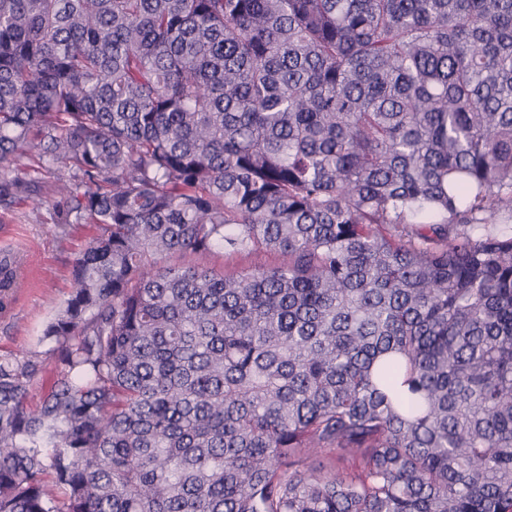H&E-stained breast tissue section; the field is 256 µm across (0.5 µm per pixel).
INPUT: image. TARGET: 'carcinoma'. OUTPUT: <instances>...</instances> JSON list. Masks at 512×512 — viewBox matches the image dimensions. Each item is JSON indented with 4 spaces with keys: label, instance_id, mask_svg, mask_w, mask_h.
Listing matches in <instances>:
<instances>
[{
    "label": "carcinoma",
    "instance_id": "obj_1",
    "mask_svg": "<svg viewBox=\"0 0 512 512\" xmlns=\"http://www.w3.org/2000/svg\"><path fill=\"white\" fill-rule=\"evenodd\" d=\"M54 168L0 512H512V0H0V213ZM211 264L224 266L226 271H240L242 269H254L268 266L277 261L276 257L267 253L258 252L249 255L226 253L216 254L207 259Z\"/></svg>",
    "mask_w": 512,
    "mask_h": 512
}]
</instances>
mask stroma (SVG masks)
Masks as SVG:
<instances>
[{"label":"stroma","mask_w":512,"mask_h":512,"mask_svg":"<svg viewBox=\"0 0 512 512\" xmlns=\"http://www.w3.org/2000/svg\"><path fill=\"white\" fill-rule=\"evenodd\" d=\"M60 168L46 178L37 205H22L0 220V250L20 262L22 285L0 301V355L45 352V325L57 314L72 288V266L95 229L73 225L60 235L53 219V183L67 178Z\"/></svg>","instance_id":"35a3bbf8"}]
</instances>
